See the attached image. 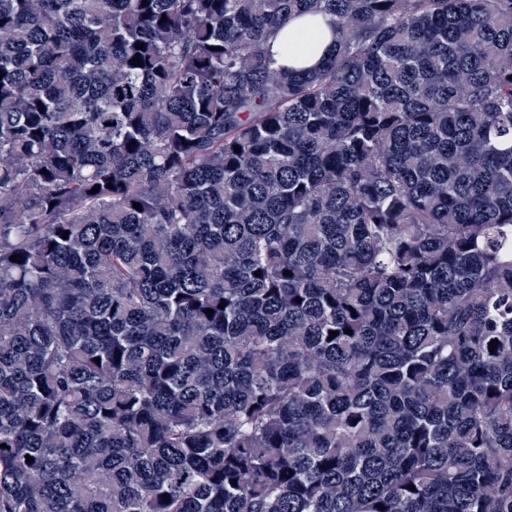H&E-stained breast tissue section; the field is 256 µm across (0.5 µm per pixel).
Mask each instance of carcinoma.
<instances>
[{
  "instance_id": "cac0c4a2",
  "label": "carcinoma",
  "mask_w": 512,
  "mask_h": 512,
  "mask_svg": "<svg viewBox=\"0 0 512 512\" xmlns=\"http://www.w3.org/2000/svg\"><path fill=\"white\" fill-rule=\"evenodd\" d=\"M0 72V512H512V0H0ZM315 24L314 31L319 33L318 41L313 49V52L301 60H290L281 54L284 43L288 40L290 32L295 30L299 26H305L306 24ZM330 19L326 17H302L294 19L277 37V39L271 43V49L275 52L276 65H284L286 67L294 68H307L312 69L318 65L320 60L327 55L328 50L334 43L333 33L329 26Z\"/></svg>"
}]
</instances>
